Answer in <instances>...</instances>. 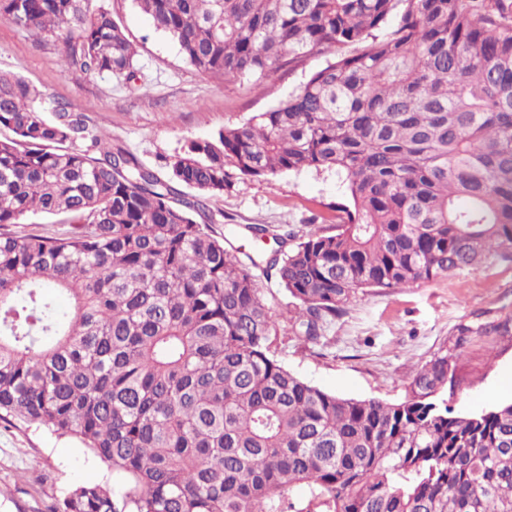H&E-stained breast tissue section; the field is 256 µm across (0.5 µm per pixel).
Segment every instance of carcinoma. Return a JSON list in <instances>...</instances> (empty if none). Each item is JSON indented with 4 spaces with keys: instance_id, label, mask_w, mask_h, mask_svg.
<instances>
[{
    "instance_id": "obj_1",
    "label": "carcinoma",
    "mask_w": 512,
    "mask_h": 512,
    "mask_svg": "<svg viewBox=\"0 0 512 512\" xmlns=\"http://www.w3.org/2000/svg\"><path fill=\"white\" fill-rule=\"evenodd\" d=\"M133 2L210 77L340 55L163 176L83 145V112L0 72V226L76 225L0 233V417L78 439L119 485H78L55 512H512V403L462 415L445 398L468 336L509 323L460 326L399 402L347 398L271 353L258 284L275 277L316 340L359 290L512 251V0ZM0 20L55 38L66 70L133 76L95 0H0ZM303 169L346 187L334 233L290 247L251 224L275 248L243 261L225 247L239 228L206 223L235 179ZM59 217L54 216H40L34 221L40 224H9L0 232H9L14 235H23L28 233H40L46 236H56L65 230H72L69 224H55Z\"/></svg>"
}]
</instances>
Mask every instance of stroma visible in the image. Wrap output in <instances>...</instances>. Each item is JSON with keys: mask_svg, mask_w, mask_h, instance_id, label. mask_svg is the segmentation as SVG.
Listing matches in <instances>:
<instances>
[{"mask_svg": "<svg viewBox=\"0 0 512 512\" xmlns=\"http://www.w3.org/2000/svg\"><path fill=\"white\" fill-rule=\"evenodd\" d=\"M98 3L121 20L136 49L133 78L63 70L53 38L35 41L1 20L0 71L22 76L50 103L78 106L90 134L124 146L158 172L188 140L213 137L272 108L328 61L316 55L259 82L249 76L215 79L190 67L133 0ZM343 196L335 176L304 169L236 180L209 199L207 213L219 233L228 224H265L300 242L314 232L313 217L334 223V205ZM260 286L277 318L275 357L312 385L349 398L399 401L421 367L454 342L459 326L512 318L510 261L494 260L413 288L357 291L316 342L295 334L291 300L275 281ZM511 367L512 333L471 337L458 362V382L446 392L449 405L477 413L512 402L506 395L496 402L488 398L501 371ZM111 477L78 440L0 419V512H53L72 487Z\"/></svg>", "mask_w": 512, "mask_h": 512, "instance_id": "35a3bbf8", "label": "stroma"}]
</instances>
